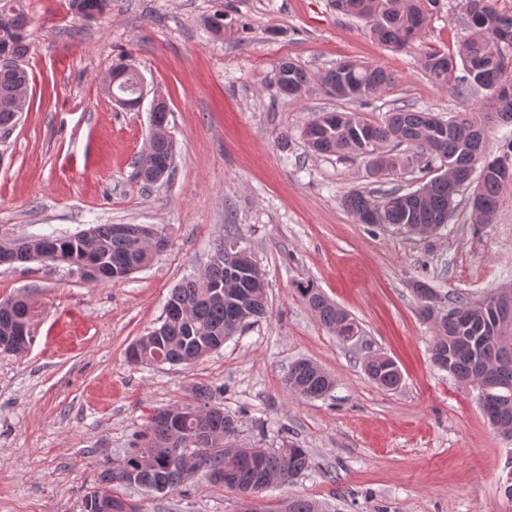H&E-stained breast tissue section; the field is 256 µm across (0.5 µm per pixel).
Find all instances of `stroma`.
Returning <instances> with one entry per match:
<instances>
[{
	"label": "stroma",
	"instance_id": "35a3bbf8",
	"mask_svg": "<svg viewBox=\"0 0 512 512\" xmlns=\"http://www.w3.org/2000/svg\"><path fill=\"white\" fill-rule=\"evenodd\" d=\"M32 49L30 106L0 141V241L68 236L95 224H149L168 245L116 284L65 263L0 266V299L31 305L33 342L0 352V512H84L105 461L140 443L154 411L212 390L235 418L233 448H306L310 468L264 494L319 512H512V439L485 419L477 386L432 359L433 323L418 315L413 285L430 284L448 308L512 282V186L493 224L472 223L458 195L447 224L420 237L361 224L343 205L353 190L412 191L421 168L371 175L357 156H321L300 138L315 113L355 111L381 120L410 103L446 118L479 109L422 71L419 52L375 41L364 21L331 0H112L86 25L68 0H26ZM468 33L462 0H441L423 36L454 51ZM293 59L312 76L345 59L380 65L395 84L369 104L312 84L281 94L275 68ZM138 71L168 101L175 169L143 187L135 161L148 107L113 106L114 66ZM227 239L248 249L267 278L268 314L190 365H134L126 350L159 326L171 289L202 273ZM313 283L356 320L345 342L296 291ZM395 359L394 390L371 382L364 360ZM307 359L335 381L325 396L291 395L284 375ZM142 512H240L237 492L202 474L168 493L131 490Z\"/></svg>",
	"mask_w": 512,
	"mask_h": 512
}]
</instances>
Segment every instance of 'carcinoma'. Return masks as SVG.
Returning <instances> with one entry per match:
<instances>
[{
    "label": "carcinoma",
    "instance_id": "cac0c4a2",
    "mask_svg": "<svg viewBox=\"0 0 512 512\" xmlns=\"http://www.w3.org/2000/svg\"><path fill=\"white\" fill-rule=\"evenodd\" d=\"M110 0H71V9L78 17L104 14ZM344 15L369 23L371 36L392 49L412 47L421 40L440 0H332ZM469 36L456 51L423 49L420 61L425 74L439 87L459 98L485 92L483 111L457 112L448 119L430 123L428 113L412 104L395 107L379 121H370L356 112H334L331 122L323 123L319 114L301 130L308 148L321 155L345 157L349 154L366 159L369 170L376 175L425 159L424 168L432 177L416 192L410 204L396 203L400 193L385 194L373 199L362 191H352L343 204L355 220L364 223L369 210L377 212L379 224H391L405 233L416 227L442 223L448 214V175L463 177L479 170L476 188L478 203L471 204L474 224H492L506 187L512 185V137L505 136L503 149L493 155L479 145L475 133L487 128L495 117L512 121V13L493 6V0H464ZM27 17L23 0H0V55L11 58L0 62V129H12L21 112V93L28 88L29 74L23 59L30 50L24 31ZM122 79L112 86V93L131 98L138 74L118 66L112 75ZM312 82L311 75L290 58L282 59L276 72V84L285 95L300 97ZM394 84V77L384 69L358 60H344L320 77L322 89L338 99L366 102ZM407 145L410 153L400 156L392 147ZM174 159L171 137H157L147 155L138 163L147 174L157 171L169 177ZM132 233L117 235L112 225L98 224L77 234L58 238L63 261L77 266L91 255L100 260L104 273L99 280L109 283L123 281L112 275V268L131 259L137 265L148 264L152 257L146 242H137L140 225H131ZM238 250L232 243L217 245L206 272L186 279L172 288L169 305H186L183 316H165L162 324L139 337L133 344V364H189L220 348L224 341L266 314L265 275L260 266L243 273L237 266ZM40 256L34 240L10 244L8 264L27 263ZM420 299L419 316L430 321L437 333L433 361L437 367L463 383H470L488 372L490 378L481 390L483 414L502 435L512 437V342L498 338L489 311L475 303L458 301L452 309L438 315L427 301L434 293L424 282L415 285ZM297 291L309 308L329 331L341 340L358 335L355 319L329 300L311 283H300ZM466 312L464 319L455 313ZM30 305L22 298L0 301V327L13 323L19 334L13 343L0 346V352L22 355L33 341L29 327ZM395 361L376 355L364 364L368 378L383 388L394 380ZM285 383L289 393L300 398H318L328 392L334 380L318 365L301 360L288 368ZM212 393L199 388L196 401L169 412L175 414L179 429L169 427L151 417L142 434L143 443L123 458V466L105 469L98 486L84 497V512L100 507L105 512H139L138 505L123 497L121 487H143L145 483H161L169 490L182 487L187 455L214 483L215 475L226 469L237 471V484L260 483L263 474L292 483L311 464L306 449L294 444L286 448L262 450L261 459L252 463L224 447V437L235 431V420L224 409L211 403ZM280 512H317L316 506L302 497H290Z\"/></svg>",
    "mask_w": 512,
    "mask_h": 512
}]
</instances>
